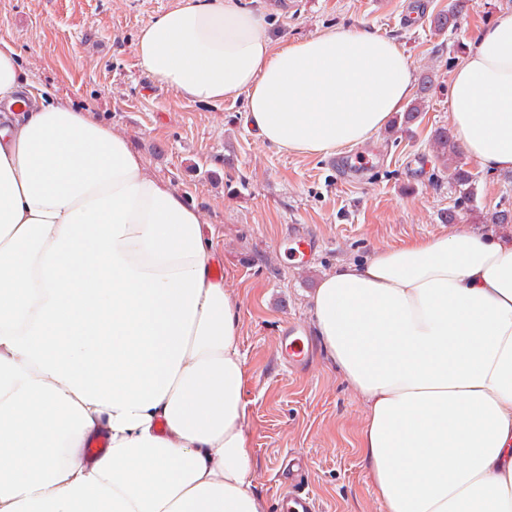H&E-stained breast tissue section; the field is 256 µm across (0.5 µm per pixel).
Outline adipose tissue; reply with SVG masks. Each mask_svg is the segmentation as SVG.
Segmentation results:
<instances>
[{
  "label": "adipose tissue",
  "mask_w": 512,
  "mask_h": 512,
  "mask_svg": "<svg viewBox=\"0 0 512 512\" xmlns=\"http://www.w3.org/2000/svg\"><path fill=\"white\" fill-rule=\"evenodd\" d=\"M273 42L244 0H177L137 51L187 100L246 96L256 134L301 155L366 144L412 93L373 31ZM18 58L0 39V512H265L239 307L196 211L109 126L23 85ZM448 114L467 156L512 172V7L475 36ZM310 302L367 402L383 512H512V233L377 250Z\"/></svg>",
  "instance_id": "1"
}]
</instances>
